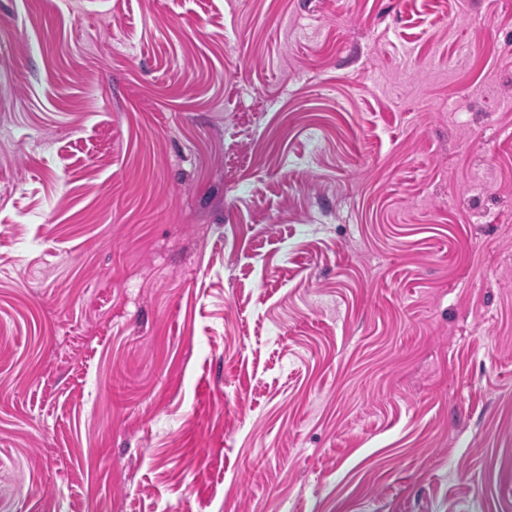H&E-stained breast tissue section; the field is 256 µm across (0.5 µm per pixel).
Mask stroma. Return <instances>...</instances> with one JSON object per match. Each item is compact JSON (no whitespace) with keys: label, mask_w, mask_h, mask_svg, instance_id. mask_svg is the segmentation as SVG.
<instances>
[{"label":"stroma","mask_w":512,"mask_h":512,"mask_svg":"<svg viewBox=\"0 0 512 512\" xmlns=\"http://www.w3.org/2000/svg\"><path fill=\"white\" fill-rule=\"evenodd\" d=\"M0 512H512V0H0Z\"/></svg>","instance_id":"obj_1"}]
</instances>
